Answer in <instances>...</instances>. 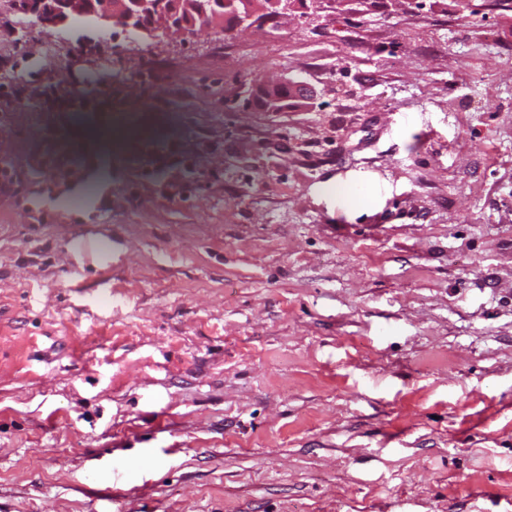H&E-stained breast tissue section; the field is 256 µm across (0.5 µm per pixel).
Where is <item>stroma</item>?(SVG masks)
Instances as JSON below:
<instances>
[{
  "mask_svg": "<svg viewBox=\"0 0 512 512\" xmlns=\"http://www.w3.org/2000/svg\"><path fill=\"white\" fill-rule=\"evenodd\" d=\"M0 0V512H512V8L137 39ZM307 87L280 112L250 80Z\"/></svg>",
  "mask_w": 512,
  "mask_h": 512,
  "instance_id": "stroma-1",
  "label": "stroma"
}]
</instances>
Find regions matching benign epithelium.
I'll list each match as a JSON object with an SVG mask.
<instances>
[{
    "mask_svg": "<svg viewBox=\"0 0 512 512\" xmlns=\"http://www.w3.org/2000/svg\"><path fill=\"white\" fill-rule=\"evenodd\" d=\"M288 5L283 0H252L246 13L240 15L235 0H37L38 11L50 21L70 15H86L101 31L112 27L133 30L144 38L181 35L183 18L188 16L203 26H224V16H237L235 31L243 32L258 23V15L269 9ZM286 81L266 78L255 87L267 101L277 108Z\"/></svg>",
    "mask_w": 512,
    "mask_h": 512,
    "instance_id": "1",
    "label": "benign epithelium"
}]
</instances>
